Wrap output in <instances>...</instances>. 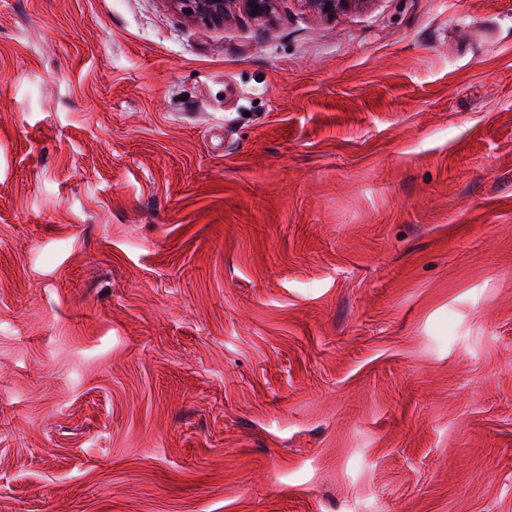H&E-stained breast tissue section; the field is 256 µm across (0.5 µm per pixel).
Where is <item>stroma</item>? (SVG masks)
Returning a JSON list of instances; mask_svg holds the SVG:
<instances>
[{"label":"stroma","mask_w":512,"mask_h":512,"mask_svg":"<svg viewBox=\"0 0 512 512\" xmlns=\"http://www.w3.org/2000/svg\"><path fill=\"white\" fill-rule=\"evenodd\" d=\"M0 512H512V0H0ZM180 10L205 23H220L236 14L244 13L257 22L271 20L279 0H170ZM313 11L324 16H335L338 12L350 9L355 5H361L368 0H305Z\"/></svg>","instance_id":"obj_1"}]
</instances>
